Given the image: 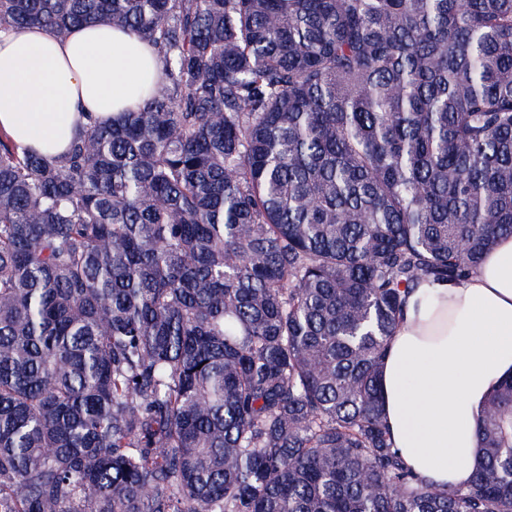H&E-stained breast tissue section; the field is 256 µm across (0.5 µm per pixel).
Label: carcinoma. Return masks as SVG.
I'll return each instance as SVG.
<instances>
[{
	"instance_id": "obj_1",
	"label": "carcinoma",
	"mask_w": 512,
	"mask_h": 512,
	"mask_svg": "<svg viewBox=\"0 0 512 512\" xmlns=\"http://www.w3.org/2000/svg\"><path fill=\"white\" fill-rule=\"evenodd\" d=\"M98 21L145 102L0 133V512H512V376L448 489L380 384L411 290L512 235V0H0Z\"/></svg>"
}]
</instances>
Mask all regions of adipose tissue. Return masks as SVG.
Listing matches in <instances>:
<instances>
[{"instance_id": "ef3b65f1", "label": "adipose tissue", "mask_w": 512, "mask_h": 512, "mask_svg": "<svg viewBox=\"0 0 512 512\" xmlns=\"http://www.w3.org/2000/svg\"><path fill=\"white\" fill-rule=\"evenodd\" d=\"M161 68L132 34L100 21L66 39L31 27L0 39V131L63 154L89 122L137 108ZM512 375V236L497 239L475 275L414 288L390 341L383 408L395 448L426 482L466 484L480 462L476 418Z\"/></svg>"}]
</instances>
